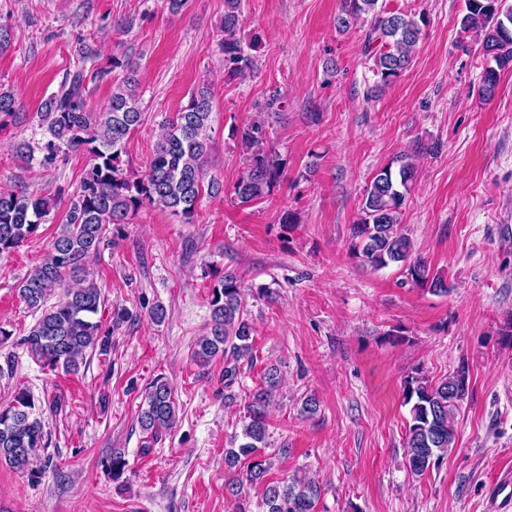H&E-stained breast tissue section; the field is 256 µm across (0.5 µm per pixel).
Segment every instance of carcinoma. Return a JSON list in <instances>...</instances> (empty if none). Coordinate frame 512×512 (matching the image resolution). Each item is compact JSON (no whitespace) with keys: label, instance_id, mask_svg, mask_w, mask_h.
Masks as SVG:
<instances>
[{"label":"carcinoma","instance_id":"1","mask_svg":"<svg viewBox=\"0 0 512 512\" xmlns=\"http://www.w3.org/2000/svg\"><path fill=\"white\" fill-rule=\"evenodd\" d=\"M366 26L364 48L372 60L376 94L393 84L406 70L422 39L426 14L387 11L379 0H341L336 27L345 33L357 24ZM463 33L479 43L494 65L485 69L478 93L491 100L500 72L512 70V5L506 0H465L460 19ZM220 51L224 72L244 76L255 66L259 47L246 32L241 0H224ZM123 72L112 88L107 107L91 108L90 89L84 68L66 74L58 90L43 103L40 120L50 139L43 145V162L52 163L59 153L83 151L90 165L79 189L67 200L65 222L59 225L44 261L17 284V294L40 317L23 338L29 354L51 370L79 372L88 350L108 349V336L97 320L101 290L89 278V256L104 243L107 226L126 224L129 216L144 205L157 206L194 223L202 193L217 195L222 185L204 184L205 166L212 149L208 129L212 114L210 89L203 85L190 94L188 104L169 121L155 144L150 162L141 172L126 168L123 155L131 132L142 123L137 88L138 69L121 53L112 55L103 77ZM245 166L233 186L238 203L247 205L271 195L282 175V157L269 141L265 123L253 121L238 131ZM417 176L413 155L401 154L380 168L364 188L360 215L352 225V245L361 264L380 270L399 266L406 281L433 294L449 292L446 278L431 271L427 261L416 255L411 239L401 229L402 212ZM57 201L25 187L0 191V257L7 256L34 237ZM243 281L234 268L224 269L211 288V326L196 343L193 357L206 366L224 357V390L239 382L243 363L253 356L252 326L242 305ZM59 299L48 304L55 291ZM279 369L269 366L262 384L248 396L242 431L226 449L224 463L233 474L227 485L237 496L243 488L264 481L272 469L267 408L279 385ZM469 370L460 365L447 377L432 383L421 376L404 380L403 400L410 420L405 433L410 471L423 475L436 467L454 447V414L468 389ZM34 396L26 389L15 391L12 401L0 407V465L35 473L34 463L45 451L44 423L35 411ZM177 407L171 384L155 378L147 389L138 423L153 440L173 427ZM125 453L114 448L107 459L112 479L124 474ZM321 487L308 477L294 476L283 485H267L262 498L265 512H315Z\"/></svg>","mask_w":512,"mask_h":512}]
</instances>
